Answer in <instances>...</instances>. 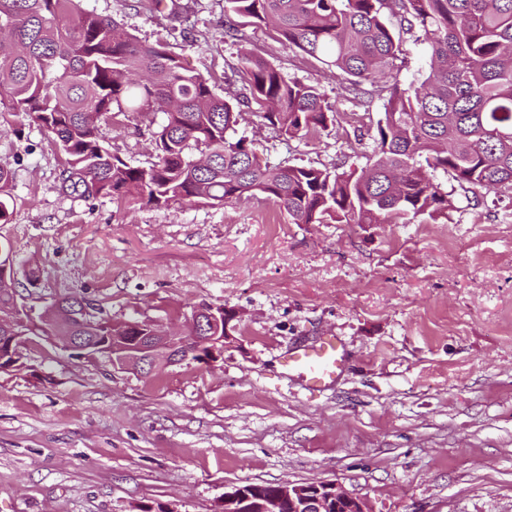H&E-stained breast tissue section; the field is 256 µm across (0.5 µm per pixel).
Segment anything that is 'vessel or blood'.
Masks as SVG:
<instances>
[{"label": "vessel or blood", "instance_id": "b4317fda", "mask_svg": "<svg viewBox=\"0 0 512 512\" xmlns=\"http://www.w3.org/2000/svg\"><path fill=\"white\" fill-rule=\"evenodd\" d=\"M349 363L347 346L336 336L292 349L285 358L289 376L310 389L336 385Z\"/></svg>", "mask_w": 512, "mask_h": 512}]
</instances>
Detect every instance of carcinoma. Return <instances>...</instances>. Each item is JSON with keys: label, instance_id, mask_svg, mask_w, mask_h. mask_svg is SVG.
Wrapping results in <instances>:
<instances>
[{"label": "carcinoma", "instance_id": "carcinoma-1", "mask_svg": "<svg viewBox=\"0 0 512 512\" xmlns=\"http://www.w3.org/2000/svg\"><path fill=\"white\" fill-rule=\"evenodd\" d=\"M225 34L265 26L291 49L346 80L370 104L396 68L401 32H418L430 71L393 84L367 130L360 169L261 165L236 137L241 107L292 138L336 122L319 89L286 78L244 49L241 87L216 94L161 43L128 34L79 0H0V118L25 115L53 135L70 178L95 194L161 207L192 200L224 205L262 195L293 224H407L448 218L441 170L459 184L512 192V0H225ZM166 115L144 168L113 155L100 126L114 112ZM14 173L0 165V223L9 221ZM0 276V312L15 308ZM150 323L98 318L79 336H146Z\"/></svg>", "mask_w": 512, "mask_h": 512}]
</instances>
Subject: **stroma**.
I'll return each mask as SVG.
<instances>
[{"mask_svg": "<svg viewBox=\"0 0 512 512\" xmlns=\"http://www.w3.org/2000/svg\"><path fill=\"white\" fill-rule=\"evenodd\" d=\"M81 5L164 44L215 93L243 47L317 84L337 111L327 130L289 138L240 120L260 163L365 166L356 137L382 98L362 107L266 27H246L243 45L225 38V0ZM164 120L124 112L101 134L146 166ZM0 164L14 173L0 242L16 252L30 320L67 296L115 321L183 329L204 303L235 313L215 366L147 376L30 337L23 369L0 370V512H224L240 485L321 481L371 512H512L511 194L476 197L442 174L453 210L408 224H293L260 196L146 207L67 181L52 135L21 116L0 127ZM331 335L350 369L307 390L283 358Z\"/></svg>", "mask_w": 512, "mask_h": 512, "instance_id": "1", "label": "stroma"}]
</instances>
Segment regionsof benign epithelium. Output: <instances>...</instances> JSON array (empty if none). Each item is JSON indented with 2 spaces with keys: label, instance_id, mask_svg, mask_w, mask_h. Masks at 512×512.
<instances>
[{
  "label": "benign epithelium",
  "instance_id": "obj_1",
  "mask_svg": "<svg viewBox=\"0 0 512 512\" xmlns=\"http://www.w3.org/2000/svg\"><path fill=\"white\" fill-rule=\"evenodd\" d=\"M216 306L212 305L195 312V329L199 336L170 335L155 328L149 336H114L112 366L118 369L129 368L139 372H151L158 365H177L197 355L215 363L224 355L220 343L227 337L206 336L207 324H215ZM66 349L82 345V349L96 354L100 346L88 341L85 336H60ZM371 512L366 499L347 491L339 482H319L303 485L288 483L278 485L273 496H267L261 487L238 486L224 493V512Z\"/></svg>",
  "mask_w": 512,
  "mask_h": 512
}]
</instances>
